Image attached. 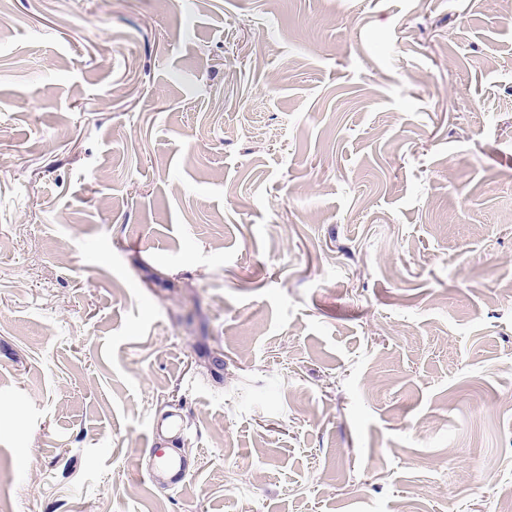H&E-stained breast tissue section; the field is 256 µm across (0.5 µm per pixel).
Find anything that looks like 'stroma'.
Segmentation results:
<instances>
[{
	"label": "stroma",
	"mask_w": 512,
	"mask_h": 512,
	"mask_svg": "<svg viewBox=\"0 0 512 512\" xmlns=\"http://www.w3.org/2000/svg\"><path fill=\"white\" fill-rule=\"evenodd\" d=\"M511 495L512 0H0V512ZM168 433L183 438L186 430L179 412H171L163 419L154 421L149 428V441L151 443L152 462L137 463L138 471L141 469L151 481L165 480L163 486L168 489H177L183 485L192 472V465L184 458L165 454L158 448L157 439L161 434Z\"/></svg>",
	"instance_id": "obj_1"
}]
</instances>
